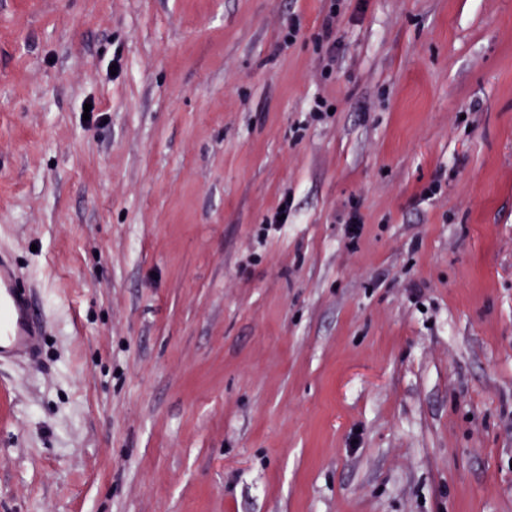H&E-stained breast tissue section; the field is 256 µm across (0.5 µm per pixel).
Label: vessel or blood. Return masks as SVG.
<instances>
[{"label": "vessel or blood", "instance_id": "1", "mask_svg": "<svg viewBox=\"0 0 512 512\" xmlns=\"http://www.w3.org/2000/svg\"><path fill=\"white\" fill-rule=\"evenodd\" d=\"M16 272L8 256L0 253V358L37 356L43 327L30 310V301L15 283Z\"/></svg>", "mask_w": 512, "mask_h": 512}]
</instances>
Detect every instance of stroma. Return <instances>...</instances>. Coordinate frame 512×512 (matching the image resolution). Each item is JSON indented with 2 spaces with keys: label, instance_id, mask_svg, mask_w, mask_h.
I'll use <instances>...</instances> for the list:
<instances>
[{
  "label": "stroma",
  "instance_id": "35a3bbf8",
  "mask_svg": "<svg viewBox=\"0 0 512 512\" xmlns=\"http://www.w3.org/2000/svg\"><path fill=\"white\" fill-rule=\"evenodd\" d=\"M0 251V512H512V0H0ZM15 278L10 257L0 253V358L36 357L44 330L33 319L29 298L17 288Z\"/></svg>",
  "mask_w": 512,
  "mask_h": 512
}]
</instances>
